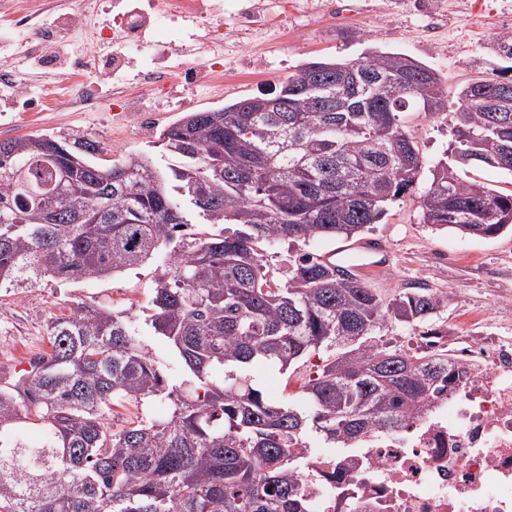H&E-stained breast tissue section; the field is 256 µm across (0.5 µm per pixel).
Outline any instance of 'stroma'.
Here are the masks:
<instances>
[{"label":"stroma","instance_id":"35a3bbf8","mask_svg":"<svg viewBox=\"0 0 512 512\" xmlns=\"http://www.w3.org/2000/svg\"><path fill=\"white\" fill-rule=\"evenodd\" d=\"M260 26L262 40L247 41L243 50L226 56V85L205 82L178 91L173 110L152 113L147 121L129 113L116 118L112 86L102 79L112 68V50L104 48L81 86L82 94L96 101L95 109L78 110L63 103L43 109L0 94V140L36 133L57 140L84 136L102 144L107 159L138 153L164 168L173 158L160 135L182 113L219 109L238 98L269 92L310 60H353L368 51H383L413 58L442 75L447 111L408 112L403 117L406 131L433 161L454 147L452 111L460 87L478 73L497 74L512 64L491 51L499 35L512 33V0H287L274 15L262 17ZM423 191L419 185L403 194L366 231V238L388 245L392 265L361 272L360 278L387 301L418 288L451 293L455 300L417 327L389 321L383 330L385 340L404 348L411 337L452 327L468 317L479 329L512 337V234L484 239L435 230L423 221ZM338 245L335 239L276 241L265 245L264 255L274 283L281 284L298 254H319ZM168 262L163 248L136 269L108 279L44 280L0 294V365L48 352L50 323L70 316L78 303L99 302L116 311L139 312ZM316 369L317 361L310 357L287 372L259 366L251 375L266 394L282 399L296 393Z\"/></svg>","mask_w":512,"mask_h":512}]
</instances>
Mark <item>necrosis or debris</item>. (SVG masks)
I'll return each mask as SVG.
<instances>
[{
  "instance_id": "4bbe7bcc",
  "label": "necrosis or debris",
  "mask_w": 512,
  "mask_h": 512,
  "mask_svg": "<svg viewBox=\"0 0 512 512\" xmlns=\"http://www.w3.org/2000/svg\"><path fill=\"white\" fill-rule=\"evenodd\" d=\"M251 7L224 12L222 0H0V17L13 27L0 90L25 94V63L46 32L70 36L73 71L108 44L131 46L141 90H123L125 58L112 65L113 94L126 112H159L173 103L167 73L185 85L223 72L224 32L242 26ZM166 67H159V59ZM420 351L454 349L462 375L434 396L424 415L400 436L365 438L344 461L339 482L313 476L305 486L311 512H512V338L480 336L470 326L419 336Z\"/></svg>"
}]
</instances>
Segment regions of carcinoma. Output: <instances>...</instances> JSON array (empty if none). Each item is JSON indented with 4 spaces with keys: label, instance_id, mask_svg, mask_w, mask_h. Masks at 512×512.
Instances as JSON below:
<instances>
[{
    "label": "carcinoma",
    "instance_id": "cac0c4a2",
    "mask_svg": "<svg viewBox=\"0 0 512 512\" xmlns=\"http://www.w3.org/2000/svg\"><path fill=\"white\" fill-rule=\"evenodd\" d=\"M512 77L474 78L454 112V161L512 171V95L472 100ZM439 73L371 51L308 61L269 95L188 112L162 133L177 162L137 153L104 179L95 140L41 134L0 141V289L102 279L160 248L173 262L143 315L80 304L50 324L52 350L11 382L0 366V512H309L306 460L341 479L330 448L401 433L452 383L451 361L382 342L387 320L427 322L443 300L390 302L342 265L303 253L271 287L262 245L360 235L408 192L426 158L404 112L446 107ZM424 222L464 235L512 231V194L429 167ZM220 227L182 233L189 214ZM161 337L181 366L166 380L138 336ZM326 363L288 402L252 384L256 365L286 371L317 351ZM162 397L165 420L117 428L113 407ZM37 419L39 446L20 435Z\"/></svg>",
    "mask_w": 512,
    "mask_h": 512
}]
</instances>
